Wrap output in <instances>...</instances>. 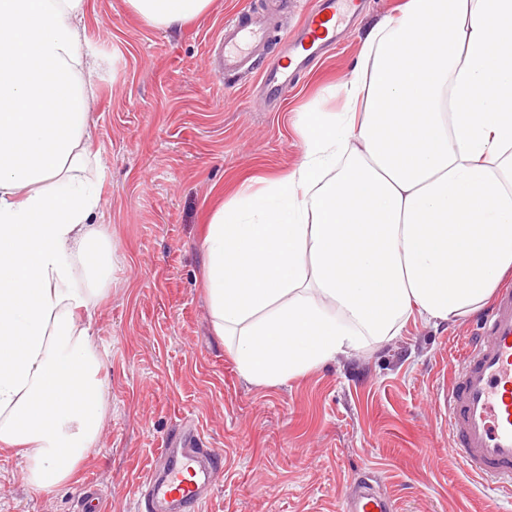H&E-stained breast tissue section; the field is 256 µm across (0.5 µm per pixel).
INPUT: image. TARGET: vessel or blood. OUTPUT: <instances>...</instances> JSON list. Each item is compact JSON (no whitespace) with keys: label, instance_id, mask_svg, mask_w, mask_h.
Wrapping results in <instances>:
<instances>
[{"label":"vessel or blood","instance_id":"b4317fda","mask_svg":"<svg viewBox=\"0 0 512 512\" xmlns=\"http://www.w3.org/2000/svg\"><path fill=\"white\" fill-rule=\"evenodd\" d=\"M367 0H310L299 30L290 35L288 62H268L263 71L270 96L293 75L312 66L336 40L339 29L360 14ZM268 30L245 16L224 23L218 72L237 74L252 59ZM449 450L468 471L494 490L512 496V289H503L484 317L481 333L467 344L443 395ZM165 471L150 469L140 482V502L164 499L203 512L208 500L200 480L214 456L192 428L178 429L160 451ZM341 512H393L392 504L365 482L347 497Z\"/></svg>","mask_w":512,"mask_h":512}]
</instances>
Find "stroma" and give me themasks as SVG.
Returning <instances> with one entry per match:
<instances>
[{
  "label": "stroma",
  "instance_id": "35a3bbf8",
  "mask_svg": "<svg viewBox=\"0 0 512 512\" xmlns=\"http://www.w3.org/2000/svg\"><path fill=\"white\" fill-rule=\"evenodd\" d=\"M402 2L375 0L272 99L257 73L218 79L210 49L225 20L246 14L270 32L254 57L283 54L282 35L301 22L290 0H212L171 28L143 22L126 0H86L98 61L90 178L113 252L92 319L108 401L98 444L64 488L33 490L16 450L0 447V512H79L89 483L107 512H136L140 478L185 418L224 459L206 512H338L363 481L393 512H512L449 454L443 421V381L482 313L409 324L276 386L242 378L211 330L202 240L212 213L242 182L302 161L297 125L339 111L367 30Z\"/></svg>",
  "mask_w": 512,
  "mask_h": 512
}]
</instances>
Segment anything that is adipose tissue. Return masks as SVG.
Masks as SVG:
<instances>
[{
	"label": "adipose tissue",
	"instance_id": "adipose-tissue-1",
	"mask_svg": "<svg viewBox=\"0 0 512 512\" xmlns=\"http://www.w3.org/2000/svg\"><path fill=\"white\" fill-rule=\"evenodd\" d=\"M157 27L211 0H127ZM84 0H0V447L37 490L99 440L93 312L112 244L84 182L93 65ZM300 164L211 217L204 284L242 377L274 386L409 322L479 310L512 270V0H407L365 35L339 112Z\"/></svg>",
	"mask_w": 512,
	"mask_h": 512
}]
</instances>
